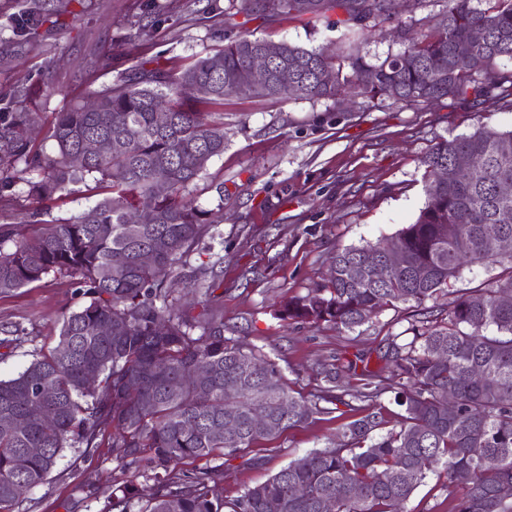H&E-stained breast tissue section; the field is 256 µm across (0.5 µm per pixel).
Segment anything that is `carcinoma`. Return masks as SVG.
I'll use <instances>...</instances> for the list:
<instances>
[{
	"label": "carcinoma",
	"mask_w": 512,
	"mask_h": 512,
	"mask_svg": "<svg viewBox=\"0 0 512 512\" xmlns=\"http://www.w3.org/2000/svg\"><path fill=\"white\" fill-rule=\"evenodd\" d=\"M485 1L490 6L482 7ZM442 2L437 22L408 38L396 20V0H249L248 11L259 17H316L336 9L351 44L376 34L403 44L373 63L357 50L340 58L281 41L277 65L294 72L296 86L280 85L273 74L252 95L330 98L348 90L407 106L468 94L476 101L508 100L512 70L497 63L512 60V0ZM476 28L485 29L486 38L471 56L458 55L457 45L470 41ZM232 29L227 24L222 48L177 74L143 59L57 113L50 153L28 134L38 113L0 111V204L15 201L21 180L27 195L41 201L68 196L78 184L99 192L90 209L68 218L28 213L39 225L31 235L17 224H0V296L67 277L86 298L63 315L53 347L33 354L16 377L0 380V421L30 418L20 430L0 425V512H16L65 449L89 453L104 444L118 466L136 464L154 482L145 501L135 484H114L113 512H321L323 502L327 512H407L415 491L440 466L448 478V512H512V495L498 494L500 486H512V304L500 303L501 295L512 294V253L497 251L485 233L487 225L499 224L512 235V221H502L503 214L512 216V195L498 191L500 183L512 182V129L478 128L442 139L422 158L426 199L398 231L403 264L387 280L365 273L382 257L384 241L340 248L326 282L285 300L276 316L352 331L384 306L419 308L452 294L469 264L492 262L501 271L455 296L444 315H412L409 338L391 341L383 368L364 365L354 393L335 389L330 368L328 385L297 395L269 355L224 335L213 270L191 264L214 221L189 199L190 188L224 153V113L200 107L223 106L248 78L251 52L268 44ZM325 71L334 73L333 81L320 78ZM188 85L197 89L189 98L183 95ZM161 102L170 111L165 126L155 119ZM89 138L110 139L116 148L82 158ZM464 159L474 162L466 179L458 175ZM161 182L166 193L160 196L155 187ZM139 209L151 211V223L131 220ZM146 253L153 256L148 265L141 261ZM117 254L124 255L121 266L114 263ZM353 263L363 270L356 280L348 275ZM186 272L193 282L189 298L171 287ZM107 324L109 335L101 332ZM387 370L403 407L389 428L379 402ZM45 383L54 389L49 397L38 391ZM46 403L56 412L51 421L37 417ZM261 405L274 417L270 429L251 425ZM341 405L353 419L328 446L293 457L230 502L214 492L230 461L255 442L275 440ZM226 422L234 423L227 435ZM216 457L222 462L182 477L174 473L185 459ZM296 486L303 495H293Z\"/></svg>",
	"instance_id": "carcinoma-1"
}]
</instances>
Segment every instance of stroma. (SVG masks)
I'll return each mask as SVG.
<instances>
[{
	"instance_id": "35a3bbf8",
	"label": "stroma",
	"mask_w": 512,
	"mask_h": 512,
	"mask_svg": "<svg viewBox=\"0 0 512 512\" xmlns=\"http://www.w3.org/2000/svg\"><path fill=\"white\" fill-rule=\"evenodd\" d=\"M35 3L38 23L19 28ZM227 14L241 30L273 42L338 53L348 44L336 10L255 19L243 0H0V108L40 113L36 141L52 150L46 134L56 113L137 60L171 67L207 55L224 43L215 21ZM223 112L224 153L210 161L191 196L215 221L192 263L217 267L224 333L268 353L294 392L308 395L320 372L336 365L341 386L356 390L346 362L364 354L371 369L380 368L391 336L407 328L410 308H384L345 332L284 323L276 304L322 284L336 249L394 238L424 203L422 157L443 138L511 128L512 108L470 98L404 106L360 96L234 95ZM83 303L63 279L0 297V328L18 324L26 331L14 352L0 358V379L16 376L33 351L51 347L62 313ZM339 425L324 415L288 430L272 447L255 444L254 464L230 468L220 495L234 499L293 456L325 447ZM134 475L117 466L110 448H69L20 512H108L113 483Z\"/></svg>"
}]
</instances>
